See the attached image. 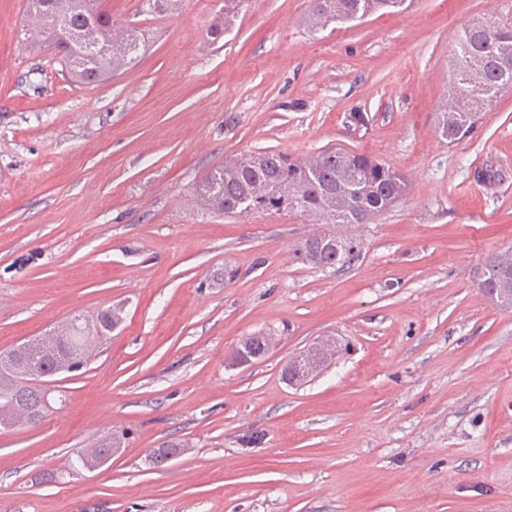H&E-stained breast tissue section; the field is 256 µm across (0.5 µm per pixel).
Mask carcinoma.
Wrapping results in <instances>:
<instances>
[{
  "label": "carcinoma",
  "mask_w": 512,
  "mask_h": 512,
  "mask_svg": "<svg viewBox=\"0 0 512 512\" xmlns=\"http://www.w3.org/2000/svg\"><path fill=\"white\" fill-rule=\"evenodd\" d=\"M239 0H224V24L215 25L212 40L217 42L232 26ZM407 0H310L308 26L314 32L333 24L361 20L375 13L401 12ZM66 30L70 43L55 53L58 63L72 82L84 87L101 84L112 75L132 66L144 48L136 35L119 31L112 15L99 0H29L27 31H36L41 45L57 30ZM97 44L92 57L83 44ZM458 50L449 68V98L455 102V117L439 128L440 136L453 144L471 134L481 112L504 89H512V67L498 60L500 46L512 47V23L471 22L458 34ZM484 59L487 65L476 76L471 63ZM409 190L406 177L389 164L375 158L330 147L306 158H288L281 152H260L224 162L198 187L201 201L227 215L255 212L301 213L317 217L324 224H368L390 208ZM345 193V209L328 206L327 196ZM320 255L322 266L334 268L358 256L357 244L348 238L324 235L307 239L296 248V259L315 264L312 253ZM512 281L507 270L491 257L482 285L494 288ZM61 332L67 339L54 346L55 337L45 336L14 348V354L0 358V425H38L53 409L54 397L46 398L27 386L35 369H51L63 352L83 367L93 357L103 337L67 324ZM119 452V443L110 437L82 450L78 466L91 469L107 463Z\"/></svg>",
  "instance_id": "carcinoma-1"
}]
</instances>
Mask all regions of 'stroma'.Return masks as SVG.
<instances>
[{"instance_id":"1","label":"stroma","mask_w":512,"mask_h":512,"mask_svg":"<svg viewBox=\"0 0 512 512\" xmlns=\"http://www.w3.org/2000/svg\"><path fill=\"white\" fill-rule=\"evenodd\" d=\"M102 5L148 50L85 88L26 40L28 0H0V350L123 310L41 424L0 432V512H512V309L480 288L512 249V92L463 140L438 133L458 32L512 0H414L320 33L308 0H242L216 42L219 0ZM329 146L392 165L408 195L321 224L196 193L225 160ZM334 233L352 265L295 260ZM254 335L276 343L232 367ZM324 336L336 358L288 386V357ZM106 435L120 454L72 468ZM167 441L179 454L149 466Z\"/></svg>"}]
</instances>
